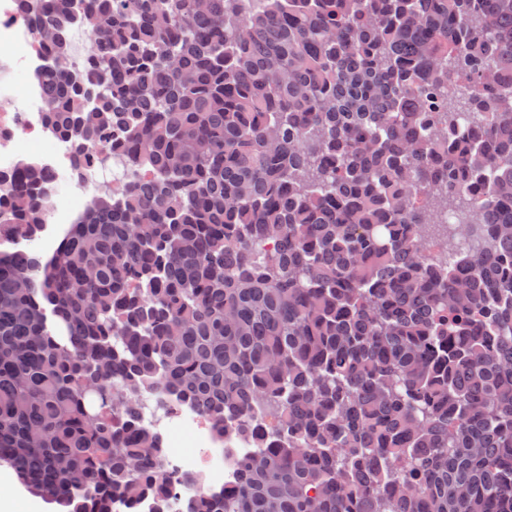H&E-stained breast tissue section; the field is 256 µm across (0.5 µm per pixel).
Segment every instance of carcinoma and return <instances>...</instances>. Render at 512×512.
I'll list each match as a JSON object with an SVG mask.
<instances>
[{
    "instance_id": "carcinoma-1",
    "label": "carcinoma",
    "mask_w": 512,
    "mask_h": 512,
    "mask_svg": "<svg viewBox=\"0 0 512 512\" xmlns=\"http://www.w3.org/2000/svg\"><path fill=\"white\" fill-rule=\"evenodd\" d=\"M21 4L47 125L132 177L50 254L5 185L0 463L58 512H512V0ZM150 401L258 423L229 492Z\"/></svg>"
}]
</instances>
